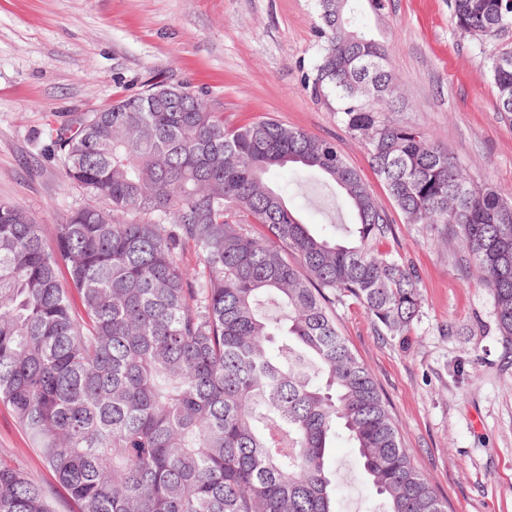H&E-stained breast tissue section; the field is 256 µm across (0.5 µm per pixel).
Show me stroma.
<instances>
[{
	"label": "stroma",
	"instance_id": "stroma-1",
	"mask_svg": "<svg viewBox=\"0 0 512 512\" xmlns=\"http://www.w3.org/2000/svg\"><path fill=\"white\" fill-rule=\"evenodd\" d=\"M360 22L388 47L407 102L400 119L447 147L472 181L512 194V123L497 111L486 54L453 28L448 0H388L382 16ZM319 25L315 0H0V201L36 215L52 237L84 195L42 151L49 120L102 111L155 76L189 85L226 122L270 116L334 141L389 205L362 142L304 87ZM268 180L313 228L354 220L293 168ZM386 246L417 270L419 321L408 341L380 336L349 300L336 308L341 334L372 371L404 448L448 512H512V344L477 273L458 270L454 241L400 222ZM0 458L53 481L6 404ZM332 458L338 512H381L345 434Z\"/></svg>",
	"mask_w": 512,
	"mask_h": 512
}]
</instances>
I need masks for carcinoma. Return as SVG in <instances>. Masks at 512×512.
Returning <instances> with one entry per match:
<instances>
[{"label":"carcinoma","mask_w":512,"mask_h":512,"mask_svg":"<svg viewBox=\"0 0 512 512\" xmlns=\"http://www.w3.org/2000/svg\"><path fill=\"white\" fill-rule=\"evenodd\" d=\"M363 1L386 9L316 0L305 85L364 140L403 222L481 270L512 341V196L394 117L387 48L354 26ZM448 6L456 29L492 46L497 111L512 122V45H494L512 0ZM48 136L84 201L53 226V249L33 215L0 202V401L54 484L0 460V512H57L60 491L77 512H336L338 427L383 512H447L336 324L351 298L377 335L404 341L422 298L416 269L380 248L395 218L334 142L268 116L228 125L165 80L52 121ZM287 165L334 188L356 222L315 234L265 180Z\"/></svg>","instance_id":"1"}]
</instances>
